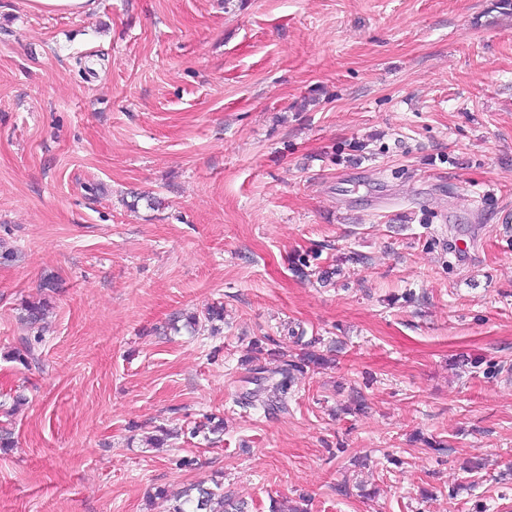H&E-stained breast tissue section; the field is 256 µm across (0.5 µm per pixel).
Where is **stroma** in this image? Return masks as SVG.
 <instances>
[{"label": "stroma", "instance_id": "obj_1", "mask_svg": "<svg viewBox=\"0 0 512 512\" xmlns=\"http://www.w3.org/2000/svg\"><path fill=\"white\" fill-rule=\"evenodd\" d=\"M0 248V512H512V0H0ZM36 10L60 11L83 15L92 10L94 0H30ZM300 358L302 362L288 360H275L278 364L272 368H262L257 373H267L266 376L256 378L257 388L241 393L235 400V405L243 411L263 409L269 412L278 408H286L285 399L288 390L292 387L294 381V372L300 371L305 365V361H311L312 354H303ZM291 362V363H290ZM234 503L229 495H224L221 484L214 487L200 482L182 490L175 498L172 512H245L244 503Z\"/></svg>", "mask_w": 512, "mask_h": 512}]
</instances>
